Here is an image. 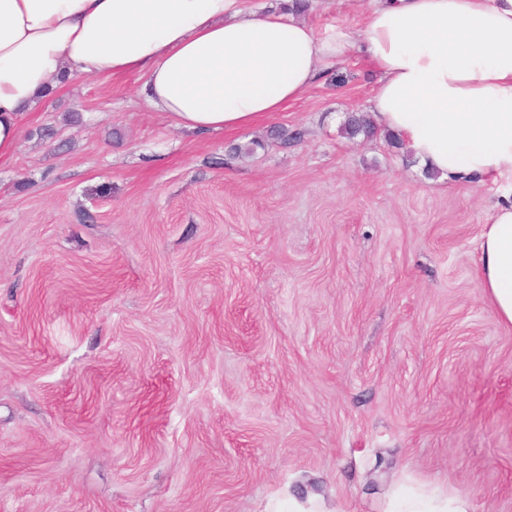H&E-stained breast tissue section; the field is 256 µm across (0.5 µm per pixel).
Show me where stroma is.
<instances>
[{
  "label": "stroma",
  "mask_w": 512,
  "mask_h": 512,
  "mask_svg": "<svg viewBox=\"0 0 512 512\" xmlns=\"http://www.w3.org/2000/svg\"><path fill=\"white\" fill-rule=\"evenodd\" d=\"M376 82L348 57L233 132L176 128L134 75L28 114L0 163V512H264L297 473L342 512L414 482L512 512V328L475 273L502 193L343 135Z\"/></svg>",
  "instance_id": "obj_1"
}]
</instances>
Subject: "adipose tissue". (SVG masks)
<instances>
[{
    "mask_svg": "<svg viewBox=\"0 0 512 512\" xmlns=\"http://www.w3.org/2000/svg\"><path fill=\"white\" fill-rule=\"evenodd\" d=\"M353 54L378 75L368 111L379 127L448 181L512 190V0H365L356 39L250 0H0V162L64 77L137 76L152 111L205 134L283 111ZM477 252L489 306L512 327V201ZM296 484L266 512H330L316 477ZM385 512L471 508L465 495L421 489L394 495Z\"/></svg>",
    "mask_w": 512,
    "mask_h": 512,
    "instance_id": "ef3b65f1",
    "label": "adipose tissue"
}]
</instances>
